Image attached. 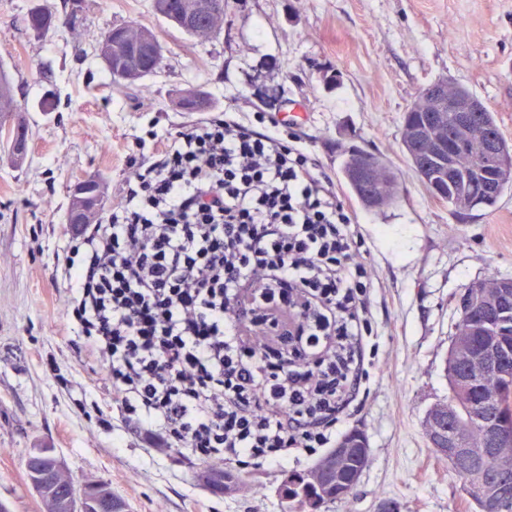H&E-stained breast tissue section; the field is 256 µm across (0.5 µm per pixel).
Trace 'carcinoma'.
Wrapping results in <instances>:
<instances>
[{
	"mask_svg": "<svg viewBox=\"0 0 512 512\" xmlns=\"http://www.w3.org/2000/svg\"><path fill=\"white\" fill-rule=\"evenodd\" d=\"M162 8L155 13L179 28L182 32L196 38H206L213 33L224 20V0H157ZM27 29L37 35H48L58 28L55 12L39 4L33 8L26 20ZM145 44L149 52L143 61V68H138L129 60L119 56L117 50ZM95 51L110 75L118 80L134 83L153 73L162 61V45L155 32L143 25H115L95 41ZM24 108L15 97L14 81L8 70L0 64V118L5 120ZM448 119L437 127L438 134L445 140L459 133L457 111L444 109ZM429 118L427 112H413L403 116V148L410 152L413 142L412 131L423 125ZM470 125L484 129L488 134L483 142L473 143L471 164L479 169L483 164L486 151L496 150V146L506 145L495 114L488 108L469 113ZM386 185L383 192L387 201L374 205L373 198L382 192L376 185L363 183L352 171L349 161L342 166L343 177L352 194L367 209H384L393 205L397 199L395 191L396 176L387 165H382ZM492 179L488 186L481 181L485 177L476 173L469 180L448 177V184L438 194V201L448 204L459 214L476 208L490 207L496 203L504 191L512 189V154L495 161ZM101 204L100 184L94 180L78 183L70 200L68 218L70 222L92 224ZM499 278L489 277L479 286L485 288L486 304L501 308V323L507 334L498 337L503 349L501 372L512 377V291L509 298L501 300L502 289L493 287ZM448 407L443 422L448 425V432L453 434L462 430L470 442L469 452L462 456L453 471L461 478L477 475L486 481L488 487L506 504V512H512V453L507 455L495 447L494 436L484 419H494L512 428V380L507 381L500 375L481 376L475 379L471 392L467 394H449L443 402ZM368 462L361 458H351L343 465L346 486L337 493L324 497L311 483L314 470L288 475V481L280 484L279 494L283 501L296 500L307 512H325V509L338 501L346 499L352 493V483L357 471L366 469ZM46 476L48 487L39 493L43 512H56L58 500L70 499L77 506L88 501H98L101 508L91 512H122V499L112 494L105 482L87 484L81 488L64 473L62 467L55 466V461L46 458L26 461V475L33 480V473ZM239 478L237 471L226 467L214 470L209 475V484L213 488L227 489Z\"/></svg>",
	"mask_w": 512,
	"mask_h": 512,
	"instance_id": "carcinoma-1",
	"label": "carcinoma"
}]
</instances>
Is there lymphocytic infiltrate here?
<instances>
[{
    "instance_id": "lymphocytic-infiltrate-1",
    "label": "lymphocytic infiltrate",
    "mask_w": 512,
    "mask_h": 512,
    "mask_svg": "<svg viewBox=\"0 0 512 512\" xmlns=\"http://www.w3.org/2000/svg\"><path fill=\"white\" fill-rule=\"evenodd\" d=\"M275 116L182 127L56 273L118 428L210 465L335 447L368 394L376 272L333 182Z\"/></svg>"
}]
</instances>
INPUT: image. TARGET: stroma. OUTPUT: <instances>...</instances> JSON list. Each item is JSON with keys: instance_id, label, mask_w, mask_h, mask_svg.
I'll use <instances>...</instances> for the list:
<instances>
[{"instance_id": "stroma-1", "label": "stroma", "mask_w": 512, "mask_h": 512, "mask_svg": "<svg viewBox=\"0 0 512 512\" xmlns=\"http://www.w3.org/2000/svg\"><path fill=\"white\" fill-rule=\"evenodd\" d=\"M35 0H0V62L11 72L28 139L22 164L0 150V501L41 512L25 460L50 448L76 485L108 483L129 512H283V468L251 465L243 486L209 487L208 465L149 454L117 431L110 373L86 357L56 276L75 185L101 184V215L131 177V156L200 120L184 111L189 89L208 112H301L295 128L360 224L380 279L374 291L378 365L351 426L370 463L347 501L328 512H464V481L430 447L424 419L449 393L445 359L454 297L489 276L512 277V191L494 207L453 214L433 200L402 151L404 112L428 84L466 86L512 141V0H228L208 39L157 16L152 0H46L60 24L37 38L24 21ZM152 28L163 61L132 86L114 83L94 51L114 25ZM59 103L40 111L46 95ZM361 147L398 172L399 200L364 208L340 170Z\"/></svg>"}]
</instances>
